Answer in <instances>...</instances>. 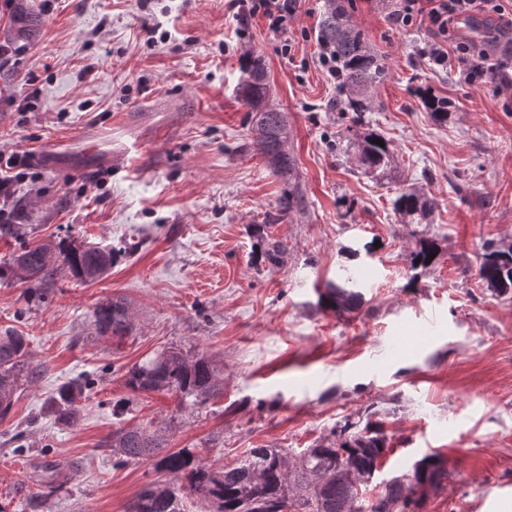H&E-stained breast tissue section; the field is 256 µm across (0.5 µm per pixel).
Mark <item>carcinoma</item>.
Returning a JSON list of instances; mask_svg holds the SVG:
<instances>
[{"instance_id":"obj_1","label":"carcinoma","mask_w":512,"mask_h":512,"mask_svg":"<svg viewBox=\"0 0 512 512\" xmlns=\"http://www.w3.org/2000/svg\"><path fill=\"white\" fill-rule=\"evenodd\" d=\"M320 40L336 52L339 60L340 105L357 128L366 122L372 105L371 92L385 75V66L352 23L341 0H326L321 21ZM246 78L238 87V96L252 114L253 145L272 172L288 179L294 168L284 146L288 137L286 115L270 103V88L262 59L250 57L243 65ZM426 111L442 122L448 120L452 102L432 92L419 94ZM380 140L379 146L375 140ZM360 166L385 179L393 171L394 151L383 136L371 132L357 143ZM297 186L285 190L279 200V212L290 213L300 205ZM393 209L408 218L410 224H426L436 207L434 198L413 188L403 189L392 200ZM500 245L487 242L478 275L486 288L499 295L512 293V266L501 262ZM113 251L96 245L76 246L58 241L23 242L9 259L0 262V280L25 285L26 303H47L60 280L81 285L95 282L112 267ZM324 300L342 310H357L360 292L333 284L322 294ZM97 337L121 341L133 329L130 309L120 299L99 301L93 312ZM41 365L31 361L27 337L14 330L0 333V421L13 405L14 393L24 384L41 378ZM126 386L134 393H173L184 410L200 409L218 396L224 387L217 369L205 356H190L171 346L131 367ZM85 384L79 380L59 386L52 405L63 422L71 421ZM119 462L150 460L163 478L142 488L127 512H185L184 501L193 497L205 504L208 512H381V502L391 512H414L422 506V497L414 496L422 485L438 483L448 474L447 460L422 459L423 466L413 470L403 482L389 480L379 497L358 500L359 487L375 475L386 453V438L365 427L351 433L338 448H308L291 460L288 452L276 448H252L233 464L208 461L194 448L175 451L164 448L163 436L148 429L118 427L109 441Z\"/></svg>"}]
</instances>
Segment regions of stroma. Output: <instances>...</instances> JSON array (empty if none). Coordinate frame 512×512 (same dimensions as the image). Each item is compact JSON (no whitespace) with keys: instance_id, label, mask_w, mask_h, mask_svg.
<instances>
[{"instance_id":"35a3bbf8","label":"stroma","mask_w":512,"mask_h":512,"mask_svg":"<svg viewBox=\"0 0 512 512\" xmlns=\"http://www.w3.org/2000/svg\"><path fill=\"white\" fill-rule=\"evenodd\" d=\"M21 30L0 0V150L60 151L14 187L33 236L109 245L98 282L59 281L49 303L27 307L21 284H0V332L27 336L42 378L19 390L0 422V512H126L157 473L119 463L118 427H150L167 447L203 449L217 464L252 448L297 456L339 447L345 424L379 430L388 451L365 491L374 497L424 457L451 459L448 480L420 512H495L512 499V295L478 276L487 241L512 244V59L495 80L468 81L456 60L420 55L425 24L391 20L398 0H348L388 70L372 91L369 128L390 140L396 172L376 180L342 155L350 122L337 85L317 62L325 0H304L282 54L262 17L238 38L228 0H24ZM169 40H143L144 20ZM262 58L274 102L288 117L300 210L277 216L283 181L252 146L236 95L242 57ZM427 89L454 105L444 123L418 103ZM414 187L435 199L426 224H407L391 201ZM284 252L258 259L256 225ZM436 262L412 268L422 240ZM357 270L363 303L318 304ZM121 295L136 328L94 339L96 304ZM417 342L401 347L399 337ZM171 345L208 356L224 392L202 409L176 395L135 394L137 362ZM94 377L71 424L50 397ZM57 465L63 490L41 495Z\"/></svg>"}]
</instances>
